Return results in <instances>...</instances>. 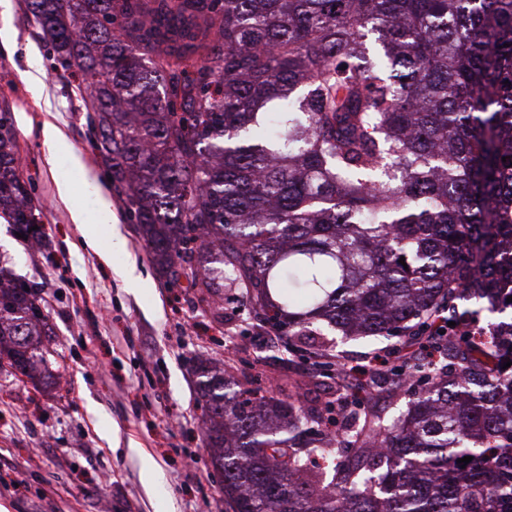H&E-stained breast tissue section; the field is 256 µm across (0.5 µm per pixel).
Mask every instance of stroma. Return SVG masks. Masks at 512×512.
Here are the masks:
<instances>
[{
  "instance_id": "1",
  "label": "stroma",
  "mask_w": 512,
  "mask_h": 512,
  "mask_svg": "<svg viewBox=\"0 0 512 512\" xmlns=\"http://www.w3.org/2000/svg\"><path fill=\"white\" fill-rule=\"evenodd\" d=\"M33 48L46 73L39 91L25 78ZM1 109L12 115L19 171L32 184L45 245L31 251L12 225L0 224V268L42 285L45 342L59 378L33 381L0 365V512H224V476L202 441L200 364L224 368L230 381H275L309 408L362 389L360 413L336 416L341 433L363 413L405 406L409 394L398 381L373 391L365 374L396 347L393 339H338L345 389L296 360L257 365V346L272 351L279 342L267 334L256 345L242 341L253 319L239 290L221 288L208 305L168 287L120 202L112 204L120 240L107 235L102 251L86 247L85 224L102 221L96 188L108 178L85 141L84 102L45 51L24 0H0ZM48 123L68 142L52 155ZM76 154L82 167L72 163ZM61 183L72 189L66 204L57 197ZM74 208L83 223H72ZM131 264L142 287L127 283Z\"/></svg>"
}]
</instances>
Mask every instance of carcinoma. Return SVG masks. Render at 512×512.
<instances>
[{
	"instance_id": "1",
	"label": "carcinoma",
	"mask_w": 512,
	"mask_h": 512,
	"mask_svg": "<svg viewBox=\"0 0 512 512\" xmlns=\"http://www.w3.org/2000/svg\"><path fill=\"white\" fill-rule=\"evenodd\" d=\"M25 5L169 285L241 289L281 353L331 364L329 330L438 356L393 351L424 386L342 437L332 401L203 369L225 512H512V321L466 327L473 300L512 311V0ZM36 211L0 110V221L41 244ZM39 288L0 278V359L28 377L50 373Z\"/></svg>"
}]
</instances>
